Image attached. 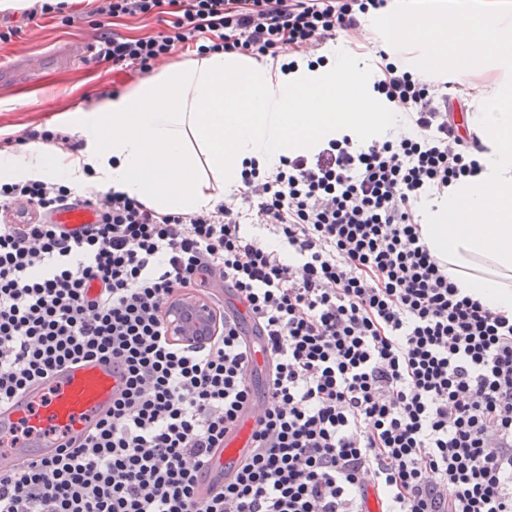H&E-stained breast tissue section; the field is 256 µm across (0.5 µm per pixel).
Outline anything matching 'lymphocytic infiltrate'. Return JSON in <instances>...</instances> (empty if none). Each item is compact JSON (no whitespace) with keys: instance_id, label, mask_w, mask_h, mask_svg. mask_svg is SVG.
<instances>
[{"instance_id":"1","label":"lymphocytic infiltrate","mask_w":512,"mask_h":512,"mask_svg":"<svg viewBox=\"0 0 512 512\" xmlns=\"http://www.w3.org/2000/svg\"><path fill=\"white\" fill-rule=\"evenodd\" d=\"M105 18L169 8L166 31L103 40L149 73L176 51L297 66L389 0H95ZM374 89L412 132L251 163L214 211L159 214L51 181L0 185V405L61 367L122 362L125 387L86 442L0 465V512H512V314L448 274L425 242L422 194L476 177L483 131L463 94L377 51ZM78 203L96 223L53 220ZM274 238L247 232L243 221ZM224 290L215 342L167 334L186 288ZM267 338L263 387L246 342ZM254 446L210 498L200 469L255 399Z\"/></svg>"}]
</instances>
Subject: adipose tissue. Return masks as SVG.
Returning <instances> with one entry per match:
<instances>
[{"label": "adipose tissue", "instance_id": "adipose-tissue-1", "mask_svg": "<svg viewBox=\"0 0 512 512\" xmlns=\"http://www.w3.org/2000/svg\"><path fill=\"white\" fill-rule=\"evenodd\" d=\"M393 49L419 41L405 64L421 76L468 56L512 70V0H425L386 19ZM365 70L344 56L309 78L221 52L163 67L151 81L63 115L79 142L67 153L30 141L0 149V182L56 180L78 193H125L161 214L212 209L238 186L246 162L271 165L345 133L356 141L402 132L396 112L345 108ZM488 150L482 172L442 198H425L426 241L436 259L489 307L512 313V82L481 91ZM309 108L294 111L297 99ZM482 212L486 223L471 221Z\"/></svg>", "mask_w": 512, "mask_h": 512}]
</instances>
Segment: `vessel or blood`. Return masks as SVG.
<instances>
[{
	"label": "vessel or blood",
	"instance_id": "b4317fda",
	"mask_svg": "<svg viewBox=\"0 0 512 512\" xmlns=\"http://www.w3.org/2000/svg\"><path fill=\"white\" fill-rule=\"evenodd\" d=\"M54 220L66 230L76 231L83 225L95 223L97 210L77 205L58 211ZM176 301L190 313L204 308V330L195 341L199 344L212 342L217 319L215 299L183 291ZM123 387L120 362L95 357L66 365L0 407V455L18 463L50 459L58 455L61 444L84 443L97 420L120 398ZM20 425L26 427L29 435L18 441L14 432ZM255 426L256 415L248 411L225 435L223 448L212 454L199 476L200 496H208L216 486L222 485L225 476L235 470L239 459L250 451Z\"/></svg>",
	"mask_w": 512,
	"mask_h": 512
}]
</instances>
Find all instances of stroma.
Masks as SVG:
<instances>
[{
    "label": "stroma",
    "mask_w": 512,
    "mask_h": 512,
    "mask_svg": "<svg viewBox=\"0 0 512 512\" xmlns=\"http://www.w3.org/2000/svg\"><path fill=\"white\" fill-rule=\"evenodd\" d=\"M91 0H67L70 25L50 18L25 21L11 41L0 42V62L41 53L35 71H0V131L16 136L31 128H52L59 115L90 109L99 94L121 93L143 81V74L113 67L98 56L80 57L86 33L97 38L155 35L165 31L169 16L152 13L107 20L91 12Z\"/></svg>",
    "instance_id": "1"
}]
</instances>
